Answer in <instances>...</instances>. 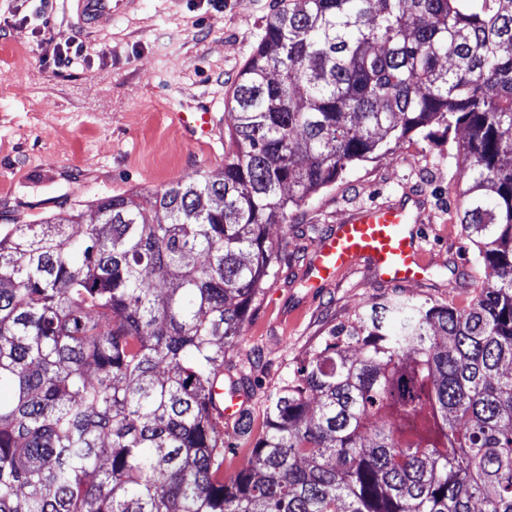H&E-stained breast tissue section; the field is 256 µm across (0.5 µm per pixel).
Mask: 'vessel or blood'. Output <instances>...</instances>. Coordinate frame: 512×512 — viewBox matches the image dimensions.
<instances>
[{"label": "vessel or blood", "mask_w": 512, "mask_h": 512, "mask_svg": "<svg viewBox=\"0 0 512 512\" xmlns=\"http://www.w3.org/2000/svg\"><path fill=\"white\" fill-rule=\"evenodd\" d=\"M82 28L94 32L109 28L115 16L135 0H69ZM195 143L210 138L212 127L206 112L180 114ZM420 203L403 198L394 203L364 207L320 241L310 263L313 282L323 287L341 271L368 262L388 282H415L429 270L418 228Z\"/></svg>", "instance_id": "vessel-or-blood-1"}]
</instances>
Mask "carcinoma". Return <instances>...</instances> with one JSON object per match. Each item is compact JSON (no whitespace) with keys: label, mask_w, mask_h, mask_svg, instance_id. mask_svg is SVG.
Returning <instances> with one entry per match:
<instances>
[{"label":"carcinoma","mask_w":512,"mask_h":512,"mask_svg":"<svg viewBox=\"0 0 512 512\" xmlns=\"http://www.w3.org/2000/svg\"><path fill=\"white\" fill-rule=\"evenodd\" d=\"M233 101L219 176L0 224V512H512V0H288ZM433 124L461 132L474 302L332 326L224 476L269 228Z\"/></svg>","instance_id":"1"}]
</instances>
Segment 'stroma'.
Instances as JSON below:
<instances>
[{"instance_id": "stroma-1", "label": "stroma", "mask_w": 512, "mask_h": 512, "mask_svg": "<svg viewBox=\"0 0 512 512\" xmlns=\"http://www.w3.org/2000/svg\"><path fill=\"white\" fill-rule=\"evenodd\" d=\"M281 0H136L102 32L82 29L64 0L50 14L38 0H0V224H36L78 209L91 223L99 198L163 190L224 167L230 146L228 108L240 69ZM73 38L87 62L56 68L52 50ZM179 112H208L214 133L191 142ZM464 162L443 127L411 133L393 154L352 164L287 225H275L269 278L236 342L225 376L258 380L248 400L249 435L224 433V472L242 470L265 429L263 394L274 392L296 361L327 330L361 305L393 297L466 308L476 296L477 248L456 216ZM413 196L420 201L422 246L430 264L423 282L394 285L366 263L322 288L309 285V263L325 235L353 210Z\"/></svg>"}]
</instances>
